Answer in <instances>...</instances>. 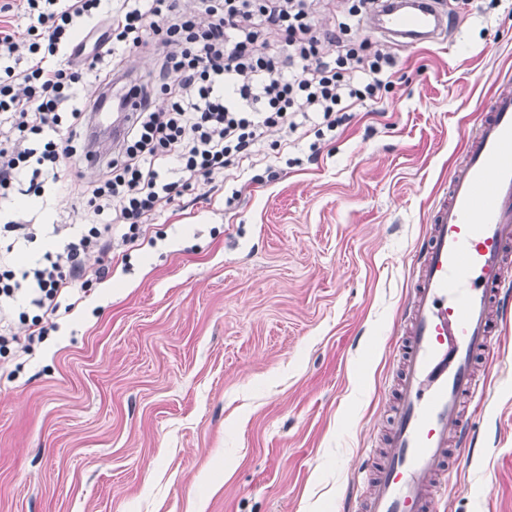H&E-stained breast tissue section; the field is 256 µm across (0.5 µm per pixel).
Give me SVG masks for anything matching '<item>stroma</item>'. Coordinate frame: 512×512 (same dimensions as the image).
<instances>
[{"label":"stroma","instance_id":"1","mask_svg":"<svg viewBox=\"0 0 512 512\" xmlns=\"http://www.w3.org/2000/svg\"><path fill=\"white\" fill-rule=\"evenodd\" d=\"M373 111L237 179L199 182L32 355L0 354V512H340L384 451L432 198L461 124L512 74V0L389 45ZM317 161H309L311 149ZM22 224L83 222L60 187ZM474 456L439 512H512V319Z\"/></svg>","mask_w":512,"mask_h":512}]
</instances>
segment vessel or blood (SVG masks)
Segmentation results:
<instances>
[{
  "mask_svg": "<svg viewBox=\"0 0 512 512\" xmlns=\"http://www.w3.org/2000/svg\"><path fill=\"white\" fill-rule=\"evenodd\" d=\"M375 27L416 47L446 34L448 17L432 0H386ZM479 112L460 128L462 163L437 195L415 256L391 451L365 512H435L451 491L452 452L473 445L464 405L484 394L474 366L493 360L512 307V88L492 92Z\"/></svg>",
  "mask_w": 512,
  "mask_h": 512,
  "instance_id": "obj_1",
  "label": "vessel or blood"
}]
</instances>
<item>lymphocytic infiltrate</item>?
Here are the masks:
<instances>
[{"label": "lymphocytic infiltrate", "instance_id": "lymphocytic-infiltrate-1", "mask_svg": "<svg viewBox=\"0 0 512 512\" xmlns=\"http://www.w3.org/2000/svg\"><path fill=\"white\" fill-rule=\"evenodd\" d=\"M101 2L25 0L27 32L0 26V57L11 61L0 72L1 200L41 196L65 170H81L98 104L76 99L80 83L111 85L143 49L159 61L132 84L117 153L98 179L76 186L82 227L54 225L58 247L21 267L9 254L36 243L42 228L0 227V352H30L44 322L105 279L113 240L137 241L142 225L199 180L255 168L271 129L282 132L281 149L293 148L308 133L348 124L394 83L393 56L349 36L383 0H346L327 27L320 0H200L198 16L179 0H121L107 15ZM21 60L25 68L15 69ZM172 167L178 179H168Z\"/></svg>", "mask_w": 512, "mask_h": 512}]
</instances>
